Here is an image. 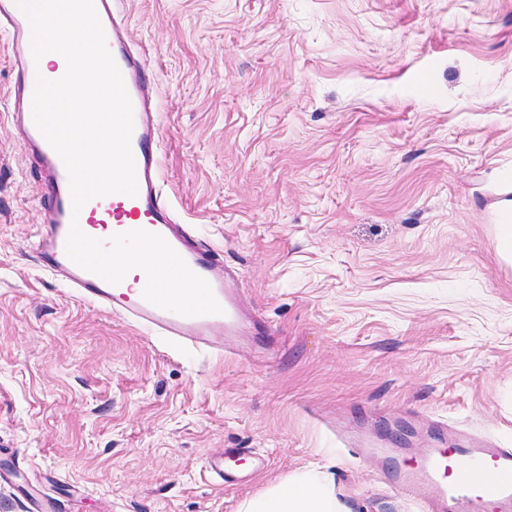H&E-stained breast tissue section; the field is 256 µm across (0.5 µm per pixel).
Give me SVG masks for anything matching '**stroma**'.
I'll return each instance as SVG.
<instances>
[{
	"label": "stroma",
	"instance_id": "obj_1",
	"mask_svg": "<svg viewBox=\"0 0 512 512\" xmlns=\"http://www.w3.org/2000/svg\"><path fill=\"white\" fill-rule=\"evenodd\" d=\"M158 76L163 192L265 328L223 354L70 297L32 248L0 118V512H240L299 471L347 512H419L357 457L400 412L512 448V0H121ZM268 459L217 487L206 455Z\"/></svg>",
	"mask_w": 512,
	"mask_h": 512
}]
</instances>
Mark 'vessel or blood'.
<instances>
[{
  "mask_svg": "<svg viewBox=\"0 0 512 512\" xmlns=\"http://www.w3.org/2000/svg\"><path fill=\"white\" fill-rule=\"evenodd\" d=\"M94 3L107 48L132 103L131 150L138 191L133 196L117 193L91 199L76 213L64 163L32 116L36 66L30 23L16 0H0V37L7 42L14 61L11 93L0 110L10 125L20 129L23 148L32 154L39 175V202L45 217L36 235L40 265L57 276L79 302L184 346L215 347L238 329L240 302L229 286L233 273L225 269L215 250L198 244L187 229L175 223L162 200L158 114L145 93L155 77L131 48L115 9L116 0ZM74 223L85 232L98 230L103 240L138 229L161 235L188 267L209 283L221 313L183 316L148 302L142 289L132 288L128 282L114 285L79 267L66 253L67 236ZM265 465V457L248 448H227L206 456L203 462L216 483L233 488L247 485L254 471ZM379 479L393 492L416 499L421 512H512V448L500 447L487 436L450 432L444 425L436 426L429 448L415 463L390 466Z\"/></svg>",
  "mask_w": 512,
  "mask_h": 512,
  "instance_id": "1",
  "label": "vessel or blood"
}]
</instances>
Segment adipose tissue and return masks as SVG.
I'll return each instance as SVG.
<instances>
[{
    "mask_svg": "<svg viewBox=\"0 0 512 512\" xmlns=\"http://www.w3.org/2000/svg\"><path fill=\"white\" fill-rule=\"evenodd\" d=\"M241 512H341L328 475L299 472L245 501Z\"/></svg>",
    "mask_w": 512,
    "mask_h": 512,
    "instance_id": "1",
    "label": "adipose tissue"
}]
</instances>
